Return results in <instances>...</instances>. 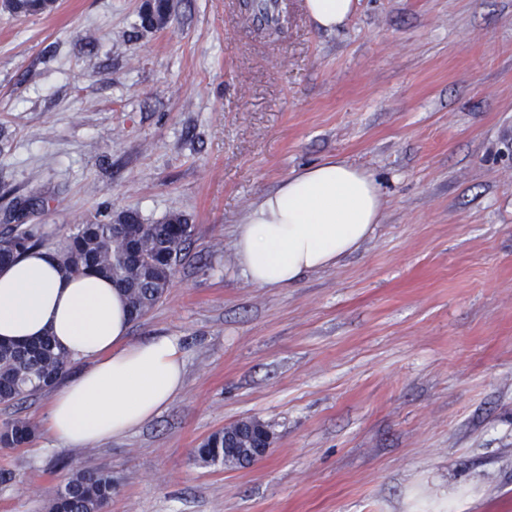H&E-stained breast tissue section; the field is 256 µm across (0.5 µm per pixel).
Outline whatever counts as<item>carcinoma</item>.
<instances>
[{"instance_id": "1", "label": "carcinoma", "mask_w": 512, "mask_h": 512, "mask_svg": "<svg viewBox=\"0 0 512 512\" xmlns=\"http://www.w3.org/2000/svg\"><path fill=\"white\" fill-rule=\"evenodd\" d=\"M56 0H0V8L17 17L51 12ZM173 0H145L139 13L145 31L164 29ZM192 235L185 215L171 213L158 224L145 223L138 212L107 214L76 225L57 245L61 265L70 273L93 270L112 280L125 294L135 319L145 316L171 285L177 263ZM45 246L40 229L18 224L0 233V265ZM71 365L68 354L44 336L25 344L0 343V403L18 401L55 385ZM35 427L13 420L0 429V446L14 448L31 441ZM194 463L210 466L224 460V431L207 437L193 455ZM117 480L110 470L72 467L47 512H103Z\"/></svg>"}]
</instances>
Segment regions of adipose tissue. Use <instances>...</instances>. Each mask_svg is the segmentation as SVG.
I'll return each instance as SVG.
<instances>
[{
	"instance_id": "1",
	"label": "adipose tissue",
	"mask_w": 512,
	"mask_h": 512,
	"mask_svg": "<svg viewBox=\"0 0 512 512\" xmlns=\"http://www.w3.org/2000/svg\"><path fill=\"white\" fill-rule=\"evenodd\" d=\"M315 26L333 31L355 0H306ZM383 198L373 177L330 157L292 173L264 195L235 231L234 257L253 284L281 288L336 265L379 223ZM131 317L120 290L92 272H64L53 249L28 251L0 267V342L51 337L84 369L61 386L44 429L57 449L90 448L145 424L184 387L177 338L131 341Z\"/></svg>"
}]
</instances>
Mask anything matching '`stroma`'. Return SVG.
I'll return each instance as SVG.
<instances>
[{"label": "stroma", "mask_w": 512, "mask_h": 512, "mask_svg": "<svg viewBox=\"0 0 512 512\" xmlns=\"http://www.w3.org/2000/svg\"><path fill=\"white\" fill-rule=\"evenodd\" d=\"M143 2L0 10V231L184 214L129 332L179 338L184 388L96 447H0V512H46L68 465L118 478L106 512H512V0H357L332 32L304 0L269 27L174 0L145 32ZM329 156L376 180L379 224L336 266L251 284L237 224ZM243 417L274 432L265 458L194 463Z\"/></svg>", "instance_id": "1"}]
</instances>
